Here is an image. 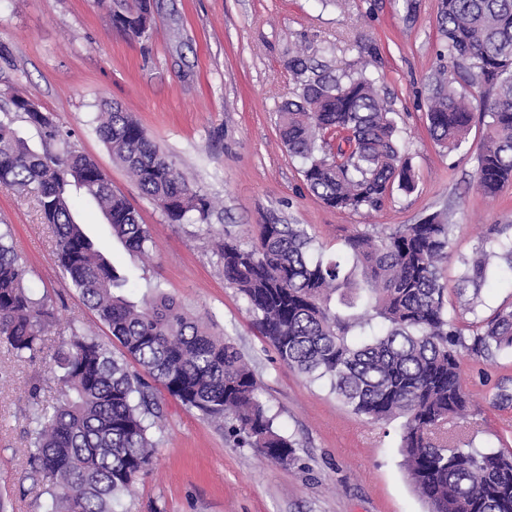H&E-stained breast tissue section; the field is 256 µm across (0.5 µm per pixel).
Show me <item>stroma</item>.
Returning a JSON list of instances; mask_svg holds the SVG:
<instances>
[{
	"label": "stroma",
	"instance_id": "stroma-1",
	"mask_svg": "<svg viewBox=\"0 0 512 512\" xmlns=\"http://www.w3.org/2000/svg\"><path fill=\"white\" fill-rule=\"evenodd\" d=\"M148 35L131 39L100 0H0V101L11 93L35 101L73 130L80 151L136 207L155 241L149 257L132 255L97 204L76 197L74 217L128 280L139 299L154 285L232 340L250 360L263 398L295 459L271 464L234 445L223 425L210 423L168 393L165 416L152 432L156 453L116 512H427L409 483L399 442L401 423H372L331 393L283 364L259 334L246 301L224 278L216 246L226 238L250 243L260 224L305 225L328 250L367 226L416 224L432 214L452 226L441 267L448 306L461 322L486 319L512 305V279L493 276L482 304L469 312L457 288L463 262L490 228L512 224V184L497 198L477 188L481 120L469 142L441 148L425 112L445 50L440 0H152ZM346 69L373 61L378 91L393 109L403 151L416 175L413 192L394 190L382 209L353 213L325 206L309 190L298 159L276 125L281 103L298 82L288 61ZM121 103L146 136L195 189L214 202L207 223L170 224L116 162L96 132L103 102ZM33 271L32 286L48 292L61 322H75L104 344L107 327L63 278L55 239L34 198L0 185V223ZM475 413L452 423L454 438L482 449L512 448V403L492 406L494 393L512 394V355L460 359ZM44 404L57 392L44 359L15 361L0 346V492L8 512H42L23 451L33 383Z\"/></svg>",
	"mask_w": 512,
	"mask_h": 512
}]
</instances>
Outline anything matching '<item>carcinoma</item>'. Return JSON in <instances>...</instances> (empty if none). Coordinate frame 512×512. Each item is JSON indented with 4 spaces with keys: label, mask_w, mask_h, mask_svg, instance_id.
<instances>
[{
    "label": "carcinoma",
    "mask_w": 512,
    "mask_h": 512,
    "mask_svg": "<svg viewBox=\"0 0 512 512\" xmlns=\"http://www.w3.org/2000/svg\"><path fill=\"white\" fill-rule=\"evenodd\" d=\"M113 22L132 38L152 26L149 0H122ZM448 68L439 70L427 106L432 139L449 150L468 142L472 102L445 77L461 71L489 118L478 146L477 187L489 197L512 181V0H440ZM277 113L279 135L299 159L302 175L326 206L376 210L398 188L415 189L390 106L367 68L339 75L309 73ZM19 117L37 132L36 151L13 128ZM99 137L170 224L204 222L210 198L189 183L145 135L132 114L106 103ZM74 132L21 95L0 116V185L32 193L52 227L59 267L72 288L107 326L114 352L75 324L51 354L58 402L47 408L32 394L27 464L46 496L45 512H116L152 463V429L164 417L153 383L270 462L286 465L294 442L260 399L254 368L227 339L162 292L135 303L125 279L72 216L74 190L94 200L112 236L136 254L153 248L147 225L99 167L73 142ZM451 225L437 214L419 224L357 230L334 254L301 224H260L244 248L220 244L224 278L237 289L260 335L281 362L326 379L356 415L388 423L403 419L400 448L408 478L428 512H512V457L462 447L448 438L451 419H465L469 400L460 354L512 352V306L475 323L467 337L448 312L440 266L448 259ZM0 232V342L18 358L44 353L58 326L53 301L28 285L31 270ZM512 273V237L493 228L467 262L476 312L481 287L501 268ZM133 359L142 371L130 369Z\"/></svg>",
    "instance_id": "obj_1"
}]
</instances>
